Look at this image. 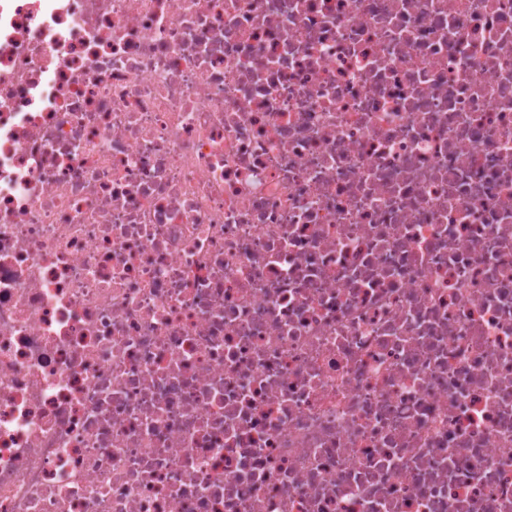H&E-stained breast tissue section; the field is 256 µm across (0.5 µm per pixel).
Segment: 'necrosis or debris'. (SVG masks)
<instances>
[{"label": "necrosis or debris", "instance_id": "obj_1", "mask_svg": "<svg viewBox=\"0 0 512 512\" xmlns=\"http://www.w3.org/2000/svg\"><path fill=\"white\" fill-rule=\"evenodd\" d=\"M0 512H512V0H0Z\"/></svg>", "mask_w": 512, "mask_h": 512}]
</instances>
